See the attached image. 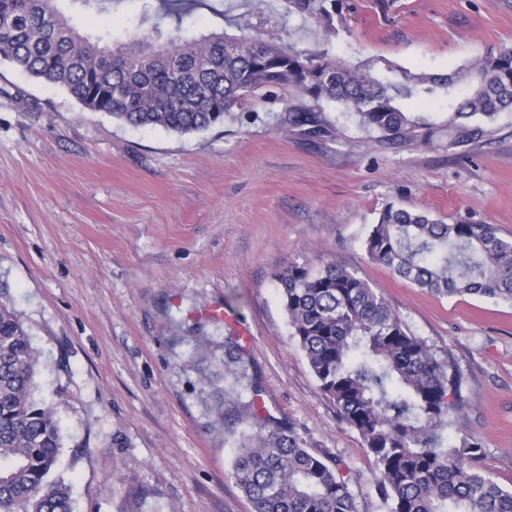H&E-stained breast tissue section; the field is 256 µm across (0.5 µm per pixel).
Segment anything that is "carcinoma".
<instances>
[{"label": "carcinoma", "instance_id": "cac0c4a2", "mask_svg": "<svg viewBox=\"0 0 512 512\" xmlns=\"http://www.w3.org/2000/svg\"><path fill=\"white\" fill-rule=\"evenodd\" d=\"M125 0H0V58L63 88L84 108L134 127L185 135L224 122L259 90L291 88L303 101L282 123L317 137L329 103L385 137H416L433 124L408 101H447L448 145L481 139L512 110V47L491 50L448 73L412 70L384 57L336 54L350 33L344 0H234L217 12L224 28H183L203 0H145L127 38L108 45L72 25L76 13ZM176 20L174 32L165 30ZM366 253L439 296L477 295L512 304V241L492 224H451L389 206ZM292 336L318 389L356 429L376 463L388 512H512V489L473 466L478 442L445 435L461 408L463 375L415 335L357 271L333 262H292L276 275ZM0 288V512H73L72 485L57 473L64 448L50 397L36 381L41 353ZM224 379L241 385L244 349L224 337ZM237 399L225 432L237 438V485L252 512H359L349 481L262 412L258 389Z\"/></svg>", "mask_w": 512, "mask_h": 512}]
</instances>
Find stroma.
I'll return each mask as SVG.
<instances>
[{"label": "stroma", "mask_w": 512, "mask_h": 512, "mask_svg": "<svg viewBox=\"0 0 512 512\" xmlns=\"http://www.w3.org/2000/svg\"><path fill=\"white\" fill-rule=\"evenodd\" d=\"M345 58L448 73L512 46V0H346ZM142 0L76 25L119 35ZM296 92H258L188 135L134 128L0 59V285L43 354L74 512H250L224 430V339L247 331L244 386L305 448L338 465L360 512H387L358 432L321 394L275 276L293 262L357 270L411 331L451 354L479 466L512 487V305L439 297L371 262L388 206L496 225L512 239V112L448 143L379 138L336 106L327 133L281 122Z\"/></svg>", "instance_id": "35a3bbf8"}]
</instances>
